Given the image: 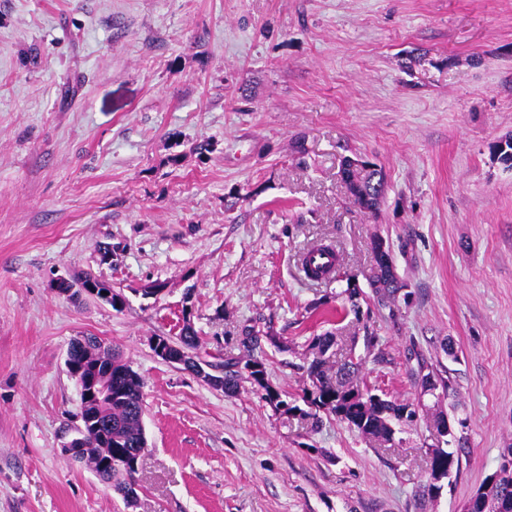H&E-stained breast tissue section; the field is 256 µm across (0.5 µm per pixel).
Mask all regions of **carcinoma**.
<instances>
[{
	"label": "carcinoma",
	"instance_id": "obj_1",
	"mask_svg": "<svg viewBox=\"0 0 512 512\" xmlns=\"http://www.w3.org/2000/svg\"><path fill=\"white\" fill-rule=\"evenodd\" d=\"M362 187L350 192L353 203L363 208V199L379 196V188L385 187V176L380 168L365 172L360 177ZM406 284L398 274L376 258V271L371 283V296L376 306L389 311L395 317L397 301ZM198 344V337L190 322H185L180 332V342L171 350L184 353ZM241 356H227L224 361L211 365L215 374L211 375L213 385L224 389V394L232 396L239 390L242 379L247 378L254 391L264 399L283 407L286 411L299 410L280 400L279 391L274 389L267 378L261 330L254 324L246 325L241 331ZM336 336L325 333L312 338L310 349L313 359L307 368L310 386L303 390L302 400L315 409L304 416L315 421L319 413L333 416L347 424L362 436L381 443L395 444V434L412 425L416 410L424 404L398 403L386 398H377L376 389L361 378L364 357L349 348L339 355L335 350ZM72 358L84 370L97 369V373L112 375V406L89 404L85 412L100 416L111 423L108 429L89 432L86 448L80 459L86 462L101 481L128 499L136 495V467L147 439L143 427V382L140 375L122 359L116 349L101 344L97 338L89 336L84 341L72 343ZM427 373L440 382L443 390L450 389L448 381L427 364L423 358L417 359L415 382L423 385L422 373ZM458 448H437L425 452L423 458V480L417 496L421 505L435 501L443 488L438 483L448 479L460 469L461 457ZM487 489L483 494V506L473 512H512V475L494 484L483 482Z\"/></svg>",
	"mask_w": 512,
	"mask_h": 512
}]
</instances>
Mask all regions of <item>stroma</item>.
<instances>
[{
	"label": "stroma",
	"mask_w": 512,
	"mask_h": 512,
	"mask_svg": "<svg viewBox=\"0 0 512 512\" xmlns=\"http://www.w3.org/2000/svg\"><path fill=\"white\" fill-rule=\"evenodd\" d=\"M512 0H0V512H461L512 447ZM208 143L197 152V143ZM386 175L353 206L343 158ZM408 297L396 318L306 280L325 238L367 288L373 238ZM111 244L102 262L100 247ZM109 281L121 308L58 278ZM238 356L268 332L270 384L301 405L312 337L373 331L363 374L427 412L386 453L345 423L225 395L159 359L155 337ZM144 381L148 447L126 504L62 448L80 424L74 340ZM463 448L419 507L435 403Z\"/></svg>",
	"instance_id": "35a3bbf8"
}]
</instances>
